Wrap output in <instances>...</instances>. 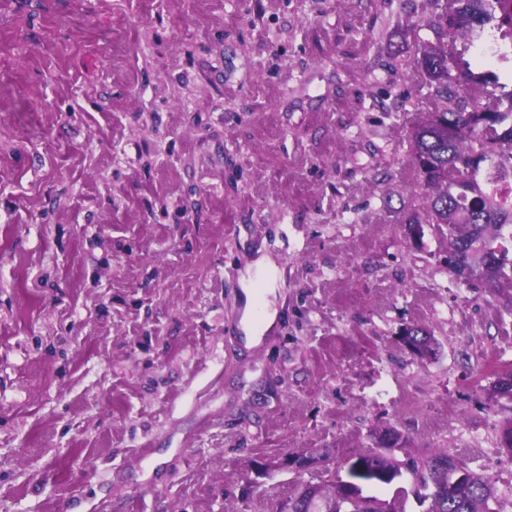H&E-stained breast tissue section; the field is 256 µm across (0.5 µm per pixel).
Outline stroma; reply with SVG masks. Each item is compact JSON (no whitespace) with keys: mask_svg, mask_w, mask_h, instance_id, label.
I'll use <instances>...</instances> for the list:
<instances>
[{"mask_svg":"<svg viewBox=\"0 0 512 512\" xmlns=\"http://www.w3.org/2000/svg\"><path fill=\"white\" fill-rule=\"evenodd\" d=\"M434 10L0 0V512H275L386 427L512 512V401L489 393L512 305L446 271L447 232L408 230L390 107L421 100ZM263 270L275 321L249 346ZM401 341L412 354L419 357L434 355L438 344L431 331L420 325L406 327Z\"/></svg>","mask_w":512,"mask_h":512,"instance_id":"obj_1","label":"stroma"}]
</instances>
